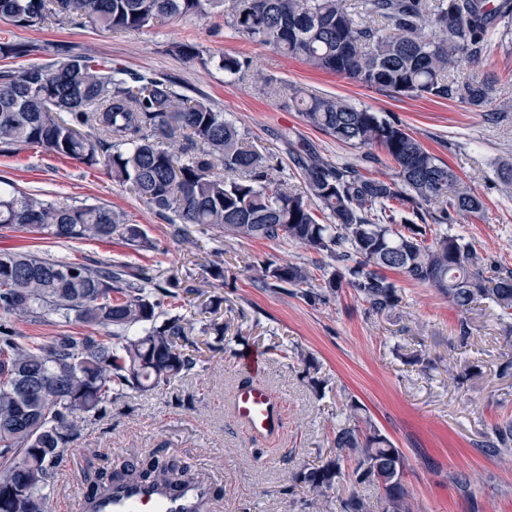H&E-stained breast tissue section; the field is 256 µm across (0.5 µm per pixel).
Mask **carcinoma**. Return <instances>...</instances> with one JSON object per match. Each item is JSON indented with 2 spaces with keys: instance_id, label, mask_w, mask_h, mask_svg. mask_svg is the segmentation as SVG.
Masks as SVG:
<instances>
[{
  "instance_id": "carcinoma-1",
  "label": "carcinoma",
  "mask_w": 512,
  "mask_h": 512,
  "mask_svg": "<svg viewBox=\"0 0 512 512\" xmlns=\"http://www.w3.org/2000/svg\"><path fill=\"white\" fill-rule=\"evenodd\" d=\"M224 12V25L305 64L398 96L489 100L482 81L457 86L446 75L465 56L482 61L492 31L512 52V0H364L357 20L349 0H0V17L20 26L48 18L86 19L113 31L138 32L163 19ZM27 44L0 42V59L26 55ZM224 72L245 77L249 62L224 55ZM304 121L364 153L332 163L284 131L303 188L288 184L281 161L248 145L224 113L179 92L166 76L149 77L91 56L0 71V143L29 145L103 164L112 178L172 223L201 225L230 238L299 244L331 263L321 276L297 263L257 269L269 288L303 289L314 301L350 288L376 315L394 311L402 288L385 275L427 285L460 315L455 341L467 345V314L483 301L512 319V267L488 258L459 235L433 224L478 218L482 198L404 125L340 96H288ZM381 153H375V150ZM388 160L395 175L375 167ZM40 240H118L154 248L138 224L103 205L58 204L15 187L0 189V227ZM179 282L104 261L95 266L47 252L0 250V313L16 319L55 315L97 326L102 336H53L43 342L0 325V512H47V492L75 450L84 424L106 413L126 389L151 391L184 377L196 359L181 317L158 322ZM42 384L21 393L30 376ZM512 464V418L477 443ZM351 468L352 485L377 487L383 512H411L403 483L406 457L374 428L336 429L328 459L292 473L312 493L309 512H370L352 490L335 495ZM199 479L177 458L149 457L116 465L92 489L135 481L175 490Z\"/></svg>"
}]
</instances>
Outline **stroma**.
<instances>
[{"label":"stroma","mask_w":512,"mask_h":512,"mask_svg":"<svg viewBox=\"0 0 512 512\" xmlns=\"http://www.w3.org/2000/svg\"><path fill=\"white\" fill-rule=\"evenodd\" d=\"M0 42L36 45L30 55L0 59V69L92 55L132 72L170 77L181 93L210 105L244 131L260 151L287 159L279 137L294 131L329 161L351 160L358 149L304 122L286 101L290 87L338 95L400 121L431 152L467 177L485 203L483 219L445 225L490 257L512 265V193L503 191L499 169L512 166V53L488 46L482 66L461 60L448 75L462 85L482 80L491 98L476 109L458 99L432 101L367 87L234 34L224 17L187 15L139 32H112L86 20L49 19L21 27L0 18ZM194 44L202 60L186 59ZM247 58L254 77L239 79L218 66L224 55ZM0 180L55 202L105 205L146 229L155 247L137 251L114 242L38 241L14 228H0V249H38L58 258L105 260L176 276L179 295L164 317L189 321L197 365L190 375L155 391L132 390L109 405L106 416L83 429L51 496L52 512H72L100 472L124 460L173 456L198 471L224 476L218 493L224 512H298L310 496L289 485L292 471L315 468L328 455L340 425L370 422L401 448L404 484L412 512H512V466L485 454L476 443L491 426L512 417V374L503 372L505 336L512 322L489 303L476 306L466 347L452 344L459 316L436 289L403 282V299L391 314L377 316L351 289L321 302L299 290L265 288L253 266L266 261L312 265L317 253L290 243L228 239L223 232L176 225L159 217L103 166L89 167L34 147L0 151ZM220 264L223 276L212 273ZM228 323L224 337L211 323ZM16 335L40 340L59 334H91L89 326L56 317L12 320ZM265 359L263 384L280 398L286 420L272 440L254 438L236 419L233 393L245 354ZM480 366V376L457 384L451 365ZM325 380L313 389L310 377ZM359 412H352V404ZM466 476L470 495L456 487ZM290 486V485H289Z\"/></svg>","instance_id":"stroma-1"}]
</instances>
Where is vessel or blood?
<instances>
[{
  "instance_id": "1",
  "label": "vessel or blood",
  "mask_w": 512,
  "mask_h": 512,
  "mask_svg": "<svg viewBox=\"0 0 512 512\" xmlns=\"http://www.w3.org/2000/svg\"><path fill=\"white\" fill-rule=\"evenodd\" d=\"M239 366L253 380L238 385L235 390L233 404L237 419L251 434L275 437L283 426L284 405L254 380L265 368L264 359L248 356L240 360ZM222 508L208 478L176 491L160 485H115L94 497L78 496L75 504V512H221Z\"/></svg>"
}]
</instances>
